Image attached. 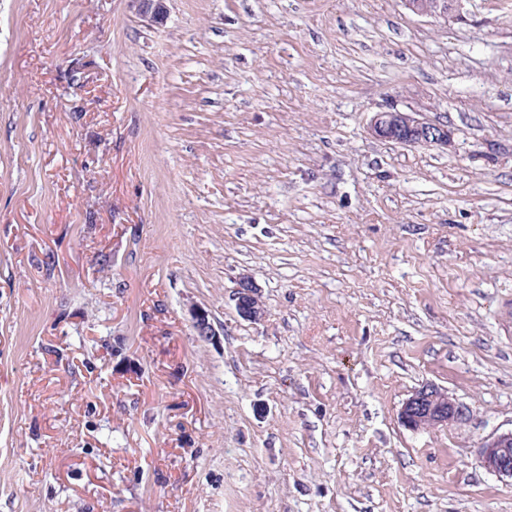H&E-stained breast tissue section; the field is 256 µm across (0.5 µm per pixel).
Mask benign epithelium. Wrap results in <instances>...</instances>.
<instances>
[{
    "label": "benign epithelium",
    "instance_id": "1",
    "mask_svg": "<svg viewBox=\"0 0 512 512\" xmlns=\"http://www.w3.org/2000/svg\"><path fill=\"white\" fill-rule=\"evenodd\" d=\"M455 0H403L406 8L417 15L446 17ZM370 133L378 138L406 145H436L450 147L453 134L448 125L421 117L417 112L396 108L377 112L369 124ZM239 315L249 321L263 319L265 311L260 301L259 288L248 278L239 281L235 293ZM193 327L198 335L209 340L216 336L207 314L196 310L192 314ZM467 420V409L440 387L426 383L415 389L405 400L399 421L411 430L460 425ZM480 464L500 478L512 480V430L485 440L478 451Z\"/></svg>",
    "mask_w": 512,
    "mask_h": 512
}]
</instances>
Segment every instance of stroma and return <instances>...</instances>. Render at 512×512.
<instances>
[{
    "mask_svg": "<svg viewBox=\"0 0 512 512\" xmlns=\"http://www.w3.org/2000/svg\"><path fill=\"white\" fill-rule=\"evenodd\" d=\"M511 429L512 0H0V512H512ZM455 0H403L406 8L417 15L447 17ZM370 133L378 138L406 145L452 147L453 134L448 125L421 117L417 112L396 108L377 112L370 120ZM259 288L247 277L239 281L235 293L236 308L239 315L249 321H261L265 311L260 301ZM245 299V302L243 301ZM399 421L411 430L460 425L467 420V409L448 396L440 387L426 383L415 389L405 400ZM478 458L487 471L512 483V429L485 440L479 447Z\"/></svg>",
    "mask_w": 512,
    "mask_h": 512,
    "instance_id": "1",
    "label": "stroma"
}]
</instances>
